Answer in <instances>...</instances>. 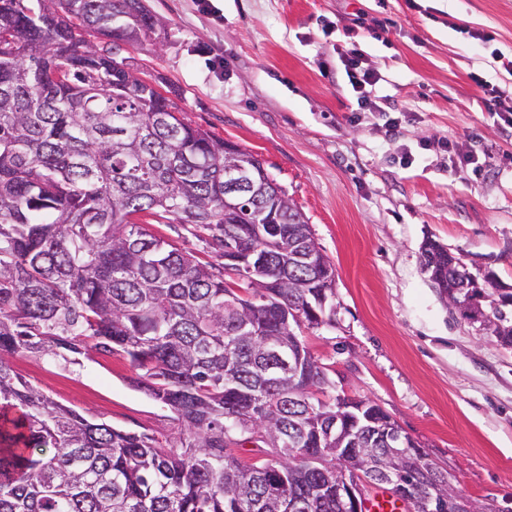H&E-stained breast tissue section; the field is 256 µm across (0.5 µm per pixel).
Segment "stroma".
<instances>
[{"mask_svg": "<svg viewBox=\"0 0 512 512\" xmlns=\"http://www.w3.org/2000/svg\"><path fill=\"white\" fill-rule=\"evenodd\" d=\"M145 0L164 27L123 46L141 76L175 90L182 115L258 158L308 217L336 269V323L305 330L338 390L380 405L479 502L512 501V348L449 310L424 274L432 238L512 284V135L483 84L512 91V0ZM492 39H473V31ZM359 46L398 135L356 109L339 56ZM466 140L479 170L449 174L421 141ZM411 152L410 166L399 163ZM148 234L222 268L210 238L175 220ZM11 366L61 404L158 439L172 411L98 350L76 362L18 354Z\"/></svg>", "mask_w": 512, "mask_h": 512, "instance_id": "1", "label": "stroma"}]
</instances>
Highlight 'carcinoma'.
Instances as JSON below:
<instances>
[{
	"label": "carcinoma",
	"instance_id": "obj_1",
	"mask_svg": "<svg viewBox=\"0 0 512 512\" xmlns=\"http://www.w3.org/2000/svg\"><path fill=\"white\" fill-rule=\"evenodd\" d=\"M37 2L0 0V512H347L336 467L371 465L406 470L408 512H425L429 488L432 512H448V472L424 451L389 455L376 423L362 456L336 460V381L293 315L308 316L304 296L321 285L322 324H336V271L303 260L316 245L302 211L260 182L224 210V168L262 163L239 147L226 156L126 59L75 34L135 42L163 19L143 0ZM142 213L259 257L224 267L228 281L143 232ZM421 263L438 292L469 299L459 254L426 240ZM485 283L479 315L512 347V286ZM91 347L125 354L179 434L92 422L9 362ZM246 444L272 455L244 465L230 449Z\"/></svg>",
	"mask_w": 512,
	"mask_h": 512
}]
</instances>
